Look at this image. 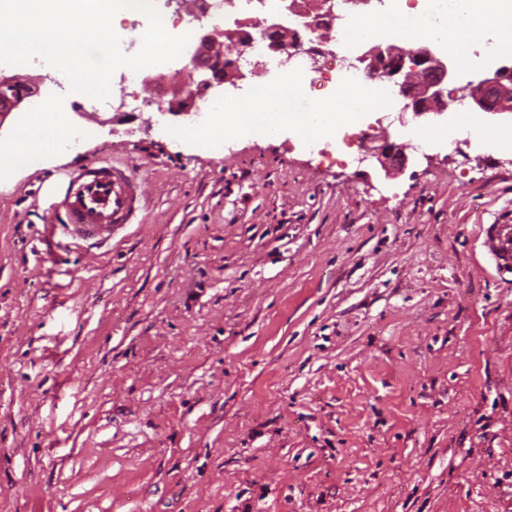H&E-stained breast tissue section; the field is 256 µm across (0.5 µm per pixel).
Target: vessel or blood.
I'll return each instance as SVG.
<instances>
[{"mask_svg":"<svg viewBox=\"0 0 512 512\" xmlns=\"http://www.w3.org/2000/svg\"><path fill=\"white\" fill-rule=\"evenodd\" d=\"M145 212L137 178L126 164L106 158L68 175L53 223L74 242L102 245L143 223ZM484 246L502 269L512 268V224L494 225Z\"/></svg>","mask_w":512,"mask_h":512,"instance_id":"1","label":"vessel or blood"}]
</instances>
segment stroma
Listing matches in <instances>:
<instances>
[{
  "label": "stroma",
  "instance_id": "stroma-1",
  "mask_svg": "<svg viewBox=\"0 0 512 512\" xmlns=\"http://www.w3.org/2000/svg\"><path fill=\"white\" fill-rule=\"evenodd\" d=\"M41 86L76 149L0 170V512H512V151L463 113L395 112L367 149L437 129L401 170L293 128L186 140L197 114ZM129 164L148 205L116 244L47 225L67 172ZM458 177L438 179L444 168ZM484 247L502 269L512 270V224H493L491 232L486 230Z\"/></svg>",
  "mask_w": 512,
  "mask_h": 512
}]
</instances>
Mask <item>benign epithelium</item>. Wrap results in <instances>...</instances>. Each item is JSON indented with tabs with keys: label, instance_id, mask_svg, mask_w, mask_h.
<instances>
[{
	"label": "benign epithelium",
	"instance_id": "benign-epithelium-1",
	"mask_svg": "<svg viewBox=\"0 0 512 512\" xmlns=\"http://www.w3.org/2000/svg\"><path fill=\"white\" fill-rule=\"evenodd\" d=\"M276 14L265 21L260 32L267 41L270 52L283 56L282 63L291 61L295 48L308 57L310 68L319 69V57L333 54L328 44L322 47L305 46L302 35L311 23L298 18L288 27V18L294 15L291 0H279ZM253 35L237 27L214 26L193 37L188 42L189 60L183 66L188 74V86L167 102L166 111L172 115L186 113L198 98L208 94H224V85L247 79L240 65V58L252 45ZM365 64L370 77L382 76L399 89L404 99L402 111L416 116L428 113L443 114L453 100L455 65L441 57L432 44L416 48H403L393 44L368 47L358 57ZM39 92L36 82L21 80L15 75L0 71V116L19 109L29 98ZM473 106L490 115L512 114V60L497 66L492 73L479 80L469 93ZM379 161L393 162L399 168L408 163V157L397 151L395 144L387 142L377 148Z\"/></svg>",
	"mask_w": 512,
	"mask_h": 512
}]
</instances>
